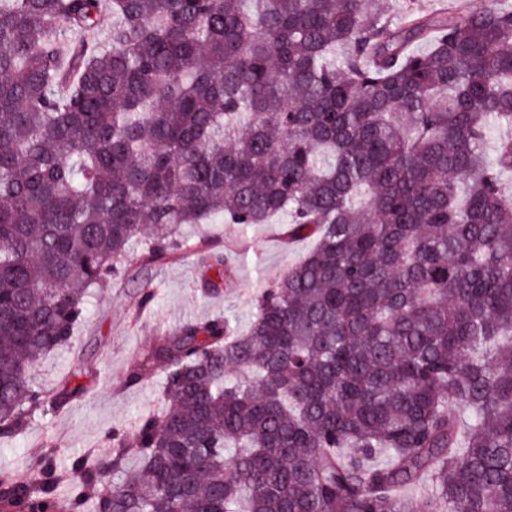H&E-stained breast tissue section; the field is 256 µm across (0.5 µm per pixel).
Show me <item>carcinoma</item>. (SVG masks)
Masks as SVG:
<instances>
[{
    "label": "carcinoma",
    "instance_id": "obj_1",
    "mask_svg": "<svg viewBox=\"0 0 512 512\" xmlns=\"http://www.w3.org/2000/svg\"><path fill=\"white\" fill-rule=\"evenodd\" d=\"M399 2L0 0V443L88 392L34 371L146 230L150 268L183 224L317 238L247 333L139 356L163 409L110 455L0 470V512H512V0Z\"/></svg>",
    "mask_w": 512,
    "mask_h": 512
}]
</instances>
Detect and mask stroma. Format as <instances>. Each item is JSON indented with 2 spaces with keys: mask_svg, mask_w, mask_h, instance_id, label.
<instances>
[{
  "mask_svg": "<svg viewBox=\"0 0 512 512\" xmlns=\"http://www.w3.org/2000/svg\"><path fill=\"white\" fill-rule=\"evenodd\" d=\"M287 220L248 227L239 224H186L181 237L218 244L235 268L232 282L221 294L202 296L197 287L199 264L196 256L177 253L153 273L155 299L139 308L140 285L136 274L146 241L134 243L123 264L122 284L95 289L78 327L72 348L50 353L37 375L39 384L52 388L61 375L73 370L77 359L93 364L96 374L87 397L55 416L32 419L18 439L0 443V469H22L28 453L57 449L67 457L94 449L107 455L111 449L108 430L131 426L135 418L161 407L162 384L144 387L123 385L126 373L139 353L155 337L175 331L189 320H204L229 314L247 332L254 304L262 290L278 280L289 262L312 250L315 238L288 240Z\"/></svg>",
  "mask_w": 512,
  "mask_h": 512,
  "instance_id": "obj_1",
  "label": "stroma"
}]
</instances>
